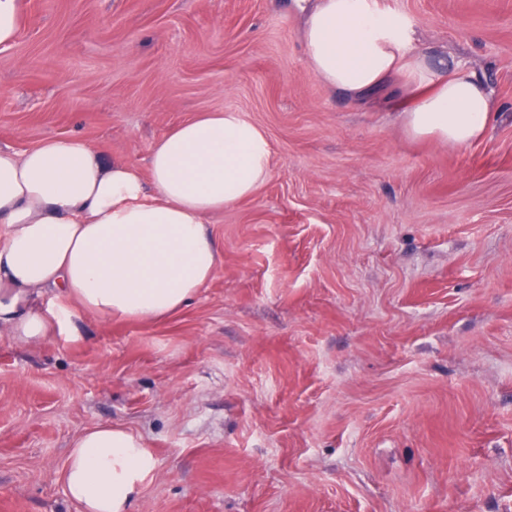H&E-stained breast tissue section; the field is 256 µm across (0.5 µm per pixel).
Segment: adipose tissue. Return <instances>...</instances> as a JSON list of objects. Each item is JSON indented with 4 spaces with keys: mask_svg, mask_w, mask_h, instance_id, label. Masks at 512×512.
Segmentation results:
<instances>
[{
    "mask_svg": "<svg viewBox=\"0 0 512 512\" xmlns=\"http://www.w3.org/2000/svg\"><path fill=\"white\" fill-rule=\"evenodd\" d=\"M294 5L323 83L359 99L399 78L411 136L462 145L483 135L493 110L484 81L461 64L442 72L403 17L375 0ZM270 157L266 134L232 110L158 139L144 171L69 137L0 151V335L38 346L70 332L78 309L138 321L180 310L218 266L207 218L251 196ZM155 468L139 436L103 424L73 441L62 481L80 512H131Z\"/></svg>",
    "mask_w": 512,
    "mask_h": 512,
    "instance_id": "1",
    "label": "adipose tissue"
}]
</instances>
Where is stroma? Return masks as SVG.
<instances>
[{"mask_svg": "<svg viewBox=\"0 0 512 512\" xmlns=\"http://www.w3.org/2000/svg\"><path fill=\"white\" fill-rule=\"evenodd\" d=\"M378 7L484 78L482 137H411L398 86L324 84L292 0H22L1 150L73 137L144 170L233 109L272 158L208 217L218 268L176 314L0 337V512H77L70 443L108 423L157 461L132 512H512V0Z\"/></svg>", "mask_w": 512, "mask_h": 512, "instance_id": "stroma-1", "label": "stroma"}]
</instances>
